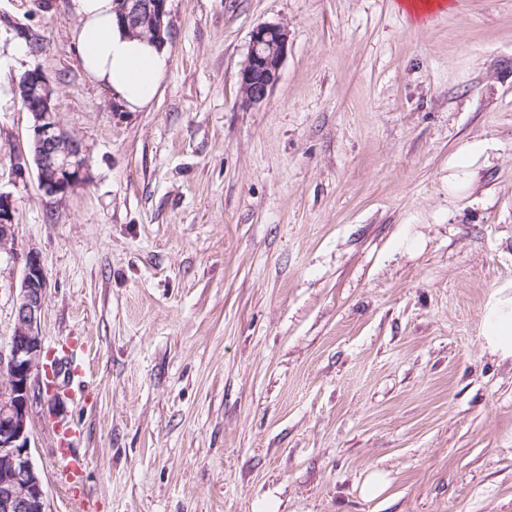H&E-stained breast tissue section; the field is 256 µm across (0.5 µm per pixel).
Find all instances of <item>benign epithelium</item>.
<instances>
[{
  "label": "benign epithelium",
  "instance_id": "obj_1",
  "mask_svg": "<svg viewBox=\"0 0 512 512\" xmlns=\"http://www.w3.org/2000/svg\"><path fill=\"white\" fill-rule=\"evenodd\" d=\"M118 22L129 34L165 42L168 34V0H114ZM288 49V31L278 24L252 30L249 50L239 72L242 105H256L269 95L279 79ZM14 92L29 114L28 152L14 157L12 173L26 181L36 172L43 194L63 200L89 178L86 149L82 141L62 126L58 91L40 69L25 72ZM15 204L0 193V248L15 238ZM22 263L19 293L15 303V326L9 353L0 355L5 380L0 383V512H49L42 476L30 451V405L47 396L54 402L66 398L63 385L54 381L59 359L45 347L38 323L46 300L47 275L39 252L33 248L18 257ZM45 378L32 380L35 370Z\"/></svg>",
  "mask_w": 512,
  "mask_h": 512
}]
</instances>
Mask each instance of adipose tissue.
I'll use <instances>...</instances> for the list:
<instances>
[{"label":"adipose tissue","mask_w":512,"mask_h":512,"mask_svg":"<svg viewBox=\"0 0 512 512\" xmlns=\"http://www.w3.org/2000/svg\"><path fill=\"white\" fill-rule=\"evenodd\" d=\"M67 8L77 20L73 39L87 76L110 90L128 111L148 106L171 65L166 48L121 30L112 0H68ZM485 320L490 350L512 358V295L488 302Z\"/></svg>","instance_id":"1"}]
</instances>
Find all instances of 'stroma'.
<instances>
[{
  "label": "stroma",
  "mask_w": 512,
  "mask_h": 512,
  "mask_svg": "<svg viewBox=\"0 0 512 512\" xmlns=\"http://www.w3.org/2000/svg\"><path fill=\"white\" fill-rule=\"evenodd\" d=\"M398 2L168 0L171 68L120 112L66 0H0V352L31 248L44 343L76 345L67 398L30 412L49 512H512V359L484 335L512 294V0L419 27ZM261 24L288 51L245 106ZM35 68L86 147L90 180L59 203L12 174L13 85ZM466 144L487 159L452 196ZM287 49L288 31L284 26L264 24L252 30L238 79L242 105H256L266 100L279 79ZM483 148L461 147L448 161V193L456 195L469 189L476 178V170L471 168L470 157L483 153ZM15 204L10 195L0 193V248L13 243L15 238Z\"/></svg>",
  "instance_id": "35a3bbf8"
}]
</instances>
